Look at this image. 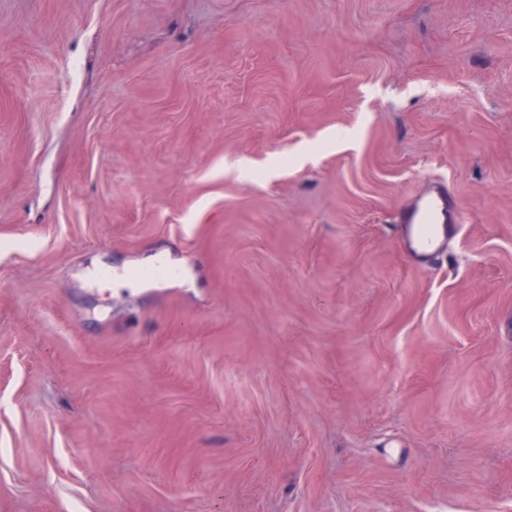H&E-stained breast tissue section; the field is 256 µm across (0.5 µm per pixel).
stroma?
<instances>
[{"label": "stroma", "mask_w": 512, "mask_h": 512, "mask_svg": "<svg viewBox=\"0 0 512 512\" xmlns=\"http://www.w3.org/2000/svg\"><path fill=\"white\" fill-rule=\"evenodd\" d=\"M0 512H512V0H0ZM463 228L459 211L441 185L420 195L404 219L403 234L410 251L424 257L442 250Z\"/></svg>", "instance_id": "35a3bbf8"}]
</instances>
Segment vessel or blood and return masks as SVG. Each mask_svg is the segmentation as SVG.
Wrapping results in <instances>:
<instances>
[{
    "instance_id": "vessel-or-blood-1",
    "label": "vessel or blood",
    "mask_w": 512,
    "mask_h": 512,
    "mask_svg": "<svg viewBox=\"0 0 512 512\" xmlns=\"http://www.w3.org/2000/svg\"><path fill=\"white\" fill-rule=\"evenodd\" d=\"M462 228L460 213L447 189L437 185L419 196L404 219L403 234L410 251L424 257L446 248Z\"/></svg>"
}]
</instances>
